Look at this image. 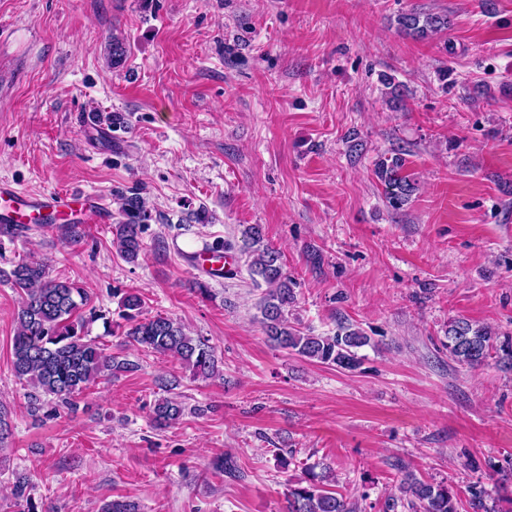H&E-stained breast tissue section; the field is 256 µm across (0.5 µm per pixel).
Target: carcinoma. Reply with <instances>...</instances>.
<instances>
[{"instance_id": "1", "label": "carcinoma", "mask_w": 512, "mask_h": 512, "mask_svg": "<svg viewBox=\"0 0 512 512\" xmlns=\"http://www.w3.org/2000/svg\"><path fill=\"white\" fill-rule=\"evenodd\" d=\"M396 30L414 39H430L449 30L446 14L408 10L396 15ZM126 57L124 40L112 35L108 43V59L112 67L122 64ZM382 84L389 89L387 103L395 110L404 106V92L386 76ZM404 150L384 154L375 163L374 174L383 187L388 204L395 210L406 206L417 190V183L403 174ZM117 222L113 227V245L129 263L138 261L145 249L143 233L152 220L146 199L135 191L116 194ZM244 251L252 260V274L268 285L262 301V324L269 340L278 348L321 364L355 371L362 364L357 350L368 345L370 338L362 331L340 326L333 336L304 333L288 324L286 313L296 301L291 279L284 272L279 255L263 244L261 228L249 226L244 232ZM19 290L20 302L16 313V330L12 343L11 369L14 376L26 382L27 413L38 420L50 396L56 404L74 411L77 398L98 380L117 373L129 372L138 364L105 351L104 345L89 337L88 325L105 315L89 310V317L79 314L88 304L84 288L70 280L50 275L47 262L28 255L13 263L12 269L0 273ZM120 316L126 322L124 336L140 348L171 356L189 368L195 377L209 378L218 373L214 347L202 336H191L176 320L162 315H144V300L137 292L123 294L119 301ZM443 348L453 361L475 368L492 357L512 368V341H498L487 326L465 317L448 320L444 330ZM200 413V408H186L179 396L156 400L153 420L162 428L179 421L186 412ZM402 474L400 496L391 498L392 509L402 507L407 512H459L456 491L435 480L417 477L408 467L396 464ZM330 475L307 468L306 478L288 488L287 512H357L358 505L331 488ZM470 512H512L509 508L488 505L485 491L470 487ZM137 502L117 498L104 503L102 512H138Z\"/></svg>"}]
</instances>
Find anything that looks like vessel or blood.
I'll return each instance as SVG.
<instances>
[{
	"label": "vessel or blood",
	"instance_id": "vessel-or-blood-1",
	"mask_svg": "<svg viewBox=\"0 0 512 512\" xmlns=\"http://www.w3.org/2000/svg\"><path fill=\"white\" fill-rule=\"evenodd\" d=\"M38 219L56 224H108L112 214L98 197L70 190L30 193L7 181L0 182V224L26 226ZM234 258L226 253L194 252L191 265L221 279Z\"/></svg>",
	"mask_w": 512,
	"mask_h": 512
}]
</instances>
